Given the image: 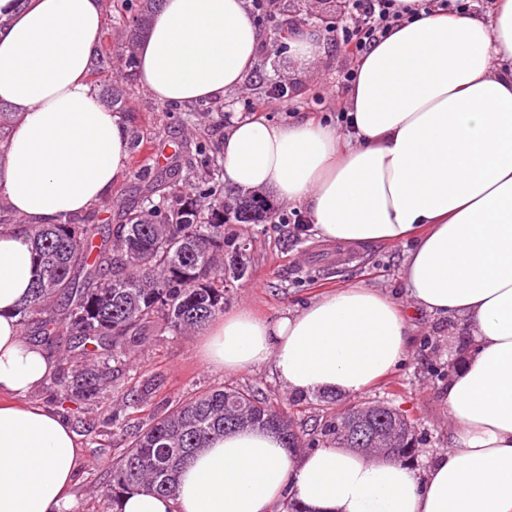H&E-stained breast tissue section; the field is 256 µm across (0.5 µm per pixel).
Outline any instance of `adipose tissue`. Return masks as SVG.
<instances>
[{"label": "adipose tissue", "instance_id": "obj_1", "mask_svg": "<svg viewBox=\"0 0 512 512\" xmlns=\"http://www.w3.org/2000/svg\"><path fill=\"white\" fill-rule=\"evenodd\" d=\"M400 3L403 20L358 60L347 132L244 118L221 158L228 187L301 208L319 238L409 244L410 301L475 338L445 391L451 448L418 471L244 429L192 457L175 497L129 494L122 512H276L289 489L307 512H512V0L483 13ZM103 22L102 0H0V103L16 114L0 205L26 224L93 208L128 171V126L88 81ZM262 48L247 0H162L136 80L163 105L219 99ZM33 278L29 237L0 230V512H65L77 478L69 422L27 400L56 369L14 315ZM410 334L387 295L357 284L275 322L239 309L202 355L228 371L272 364L296 393L357 395L398 365Z\"/></svg>", "mask_w": 512, "mask_h": 512}]
</instances>
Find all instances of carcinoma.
Instances as JSON below:
<instances>
[{
  "label": "carcinoma",
  "mask_w": 512,
  "mask_h": 512,
  "mask_svg": "<svg viewBox=\"0 0 512 512\" xmlns=\"http://www.w3.org/2000/svg\"><path fill=\"white\" fill-rule=\"evenodd\" d=\"M155 2L118 0L130 39L147 30ZM135 64L132 54L122 67L112 65L110 52L96 54L92 74L105 78L102 95L122 101L123 80ZM222 173L220 158L206 156L182 187L162 177L148 186L142 207L127 210L123 223L107 229L94 223L95 209L57 224L26 227L35 245L37 277L16 317L21 325H40L45 344L53 342L56 325L74 340L79 356L64 359L62 376L54 379L58 403L70 412L83 415L103 398L112 387L107 362L121 358L149 328L195 331L224 313L226 275L238 278L247 270L241 251L224 252V225L253 224L267 217L268 208L253 200L225 202L218 184ZM151 386L149 379L135 383L130 412L112 415L113 426L124 429ZM369 407L370 415L321 414L302 429L291 404L250 388L224 384L196 394L142 425L120 450L109 483L112 504L138 491L175 496L180 470L194 451L245 427L274 432L295 450L320 443L356 449L357 429L366 427L376 436L375 447L395 449L397 462L410 461L418 444L414 420L383 402Z\"/></svg>",
  "instance_id": "1"
}]
</instances>
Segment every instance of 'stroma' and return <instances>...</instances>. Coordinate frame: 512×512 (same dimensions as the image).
<instances>
[{"instance_id":"1","label":"stroma","mask_w":512,"mask_h":512,"mask_svg":"<svg viewBox=\"0 0 512 512\" xmlns=\"http://www.w3.org/2000/svg\"><path fill=\"white\" fill-rule=\"evenodd\" d=\"M335 9V0H273L270 12L258 20L264 44L256 68L239 88L219 100L218 111L198 115L194 126H183L182 108L164 110L144 89L133 86L117 110L131 138L146 141L147 146L132 150L129 172L113 185L112 201H137L150 179L196 163L199 150L219 153L228 127L238 117L282 123L304 115L340 123L348 90L344 75L358 60L344 41L351 18L323 31V51L307 63L297 60L277 34L282 22L293 20L308 26ZM274 84L288 85V99L269 100L268 90ZM269 205L274 221L224 227L225 235L237 237L248 261L245 275L226 283L225 312L247 308L274 322L329 290L355 284L376 288L397 304L408 306L402 275L407 255L404 245L343 247L318 239L306 223V214L293 205L275 199ZM413 324V340L404 360L386 379L352 397L330 395L329 406L337 411L354 401L392 402L417 424L423 442L412 464L423 469L450 446L446 370L451 365H463L473 338L460 318L423 311L414 317ZM203 340L200 330L184 335L150 330L141 346L128 355L111 394L90 411V418L100 423L97 432L87 433L80 423H73L80 447L79 481L71 492L69 512H112V501L105 497L100 477L111 468L115 449L127 447L133 436L128 431L110 432L102 421L122 408V399L135 378L156 377L159 387L147 411L157 416L177 402L225 382L259 388L275 401H312V394L290 391L271 366L231 372L205 365L201 358Z\"/></svg>"}]
</instances>
